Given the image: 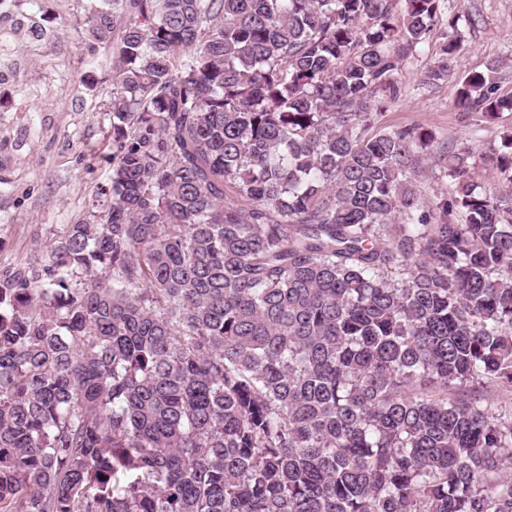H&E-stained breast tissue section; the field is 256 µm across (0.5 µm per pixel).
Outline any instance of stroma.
I'll return each mask as SVG.
<instances>
[{
    "mask_svg": "<svg viewBox=\"0 0 512 512\" xmlns=\"http://www.w3.org/2000/svg\"><path fill=\"white\" fill-rule=\"evenodd\" d=\"M100 0H0V271L32 263L67 225L89 222L108 182L112 150V52L93 45L87 19ZM459 18L437 21L427 45L408 55L382 124H420L459 141L456 81L497 63L499 94H512V0H452ZM461 50L451 78L422 85L447 36Z\"/></svg>",
    "mask_w": 512,
    "mask_h": 512,
    "instance_id": "stroma-1",
    "label": "stroma"
}]
</instances>
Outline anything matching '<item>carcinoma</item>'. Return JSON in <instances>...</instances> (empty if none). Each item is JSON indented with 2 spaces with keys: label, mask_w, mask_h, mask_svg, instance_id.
<instances>
[{
  "label": "carcinoma",
  "mask_w": 512,
  "mask_h": 512,
  "mask_svg": "<svg viewBox=\"0 0 512 512\" xmlns=\"http://www.w3.org/2000/svg\"><path fill=\"white\" fill-rule=\"evenodd\" d=\"M392 2L91 13L110 183L0 273V512H512V126L471 178L512 95L372 133L445 4ZM422 178L416 182V189L426 199L432 198L446 186L445 179L441 178L439 167L432 160L424 164Z\"/></svg>",
  "instance_id": "cac0c4a2"
}]
</instances>
